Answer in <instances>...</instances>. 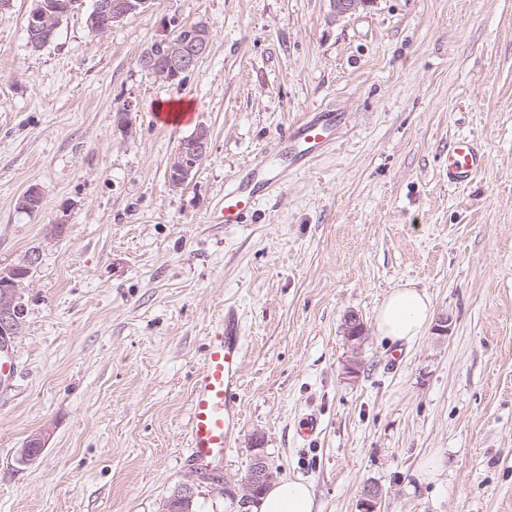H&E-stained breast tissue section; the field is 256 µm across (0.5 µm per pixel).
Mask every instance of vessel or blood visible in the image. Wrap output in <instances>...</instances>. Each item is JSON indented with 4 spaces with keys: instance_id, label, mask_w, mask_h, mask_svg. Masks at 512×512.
<instances>
[{
    "instance_id": "b4317fda",
    "label": "vessel or blood",
    "mask_w": 512,
    "mask_h": 512,
    "mask_svg": "<svg viewBox=\"0 0 512 512\" xmlns=\"http://www.w3.org/2000/svg\"><path fill=\"white\" fill-rule=\"evenodd\" d=\"M336 133L332 116L321 115L301 123L284 147L293 162L311 161L330 144ZM484 156L473 139L456 138L448 148V180L469 181L482 168ZM277 173L258 167L224 195L221 219L240 223L262 193L278 181ZM244 351L239 316L227 310L221 328L207 339L205 357L196 375L189 401L187 454L200 470L211 473L224 462V451L233 446L242 424L239 402Z\"/></svg>"
}]
</instances>
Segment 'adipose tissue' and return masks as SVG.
<instances>
[{
    "instance_id": "adipose-tissue-1",
    "label": "adipose tissue",
    "mask_w": 512,
    "mask_h": 512,
    "mask_svg": "<svg viewBox=\"0 0 512 512\" xmlns=\"http://www.w3.org/2000/svg\"><path fill=\"white\" fill-rule=\"evenodd\" d=\"M432 317L427 295L408 285L393 289L386 296L377 313V326L391 342H409L424 334ZM313 508L308 485L288 478L264 492L255 512H313Z\"/></svg>"
}]
</instances>
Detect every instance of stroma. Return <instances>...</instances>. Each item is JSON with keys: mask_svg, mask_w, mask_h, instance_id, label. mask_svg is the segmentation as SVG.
Returning <instances> with one entry per match:
<instances>
[{"mask_svg": "<svg viewBox=\"0 0 512 512\" xmlns=\"http://www.w3.org/2000/svg\"><path fill=\"white\" fill-rule=\"evenodd\" d=\"M93 3L37 51L32 0L0 11V267L40 254L0 375V512H160L185 484L195 512H236L257 446L275 479L311 487L314 512H361L370 484L380 512H512V0H370L344 16L330 0H150L100 34ZM172 18L213 38L167 82L138 59ZM181 100L189 122L159 119ZM314 112L336 118L326 152L241 223H215L257 163L288 169L278 146ZM201 125L207 155L173 187ZM461 135L485 165L454 186ZM405 284L447 333L381 335L376 310ZM229 308L244 426L213 482L187 457V412ZM344 337L352 353H358L366 340V329L356 315H349L345 319Z\"/></svg>", "mask_w": 512, "mask_h": 512, "instance_id": "stroma-1", "label": "stroma"}]
</instances>
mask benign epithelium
Listing matches in <instances>:
<instances>
[{
	"mask_svg": "<svg viewBox=\"0 0 512 512\" xmlns=\"http://www.w3.org/2000/svg\"><path fill=\"white\" fill-rule=\"evenodd\" d=\"M148 0H95L92 15L96 25L92 31L104 32L129 15L139 11ZM73 12L72 5L64 0H40L30 11L26 32L28 45L34 50L46 46L64 17ZM212 38L210 27L202 23H180L167 21L162 33L145 49L138 60L139 66L156 77L174 81L194 70L199 60L207 53ZM209 131L206 127L196 128L184 141L183 148L175 154L176 170L174 186L185 184L201 164L208 152ZM39 260V252L28 253L18 264L0 267V351L8 349L10 339L22 334L25 308L22 288ZM344 337L352 354H358L366 340V329L353 314L345 319ZM270 471L264 451L253 449L247 477L241 490L234 495L239 512H249L256 494L270 483ZM193 490L190 485L181 486L163 502L161 512H192ZM382 498L381 490L368 485L364 489L362 507L364 512H378L377 505Z\"/></svg>",
	"mask_w": 512,
	"mask_h": 512,
	"instance_id": "obj_1",
	"label": "benign epithelium"
}]
</instances>
